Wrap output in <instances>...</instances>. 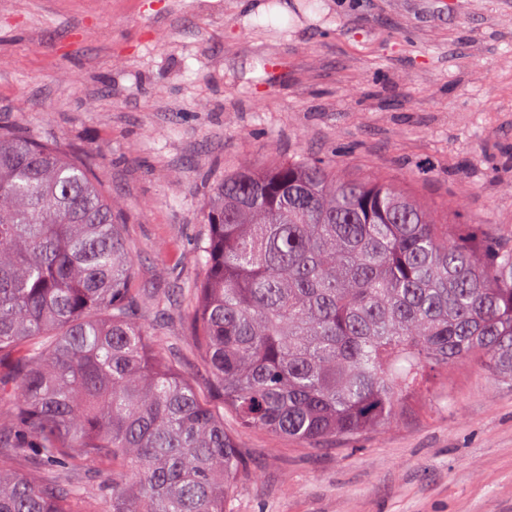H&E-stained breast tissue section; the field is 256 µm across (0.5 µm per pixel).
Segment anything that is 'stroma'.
Masks as SVG:
<instances>
[{
  "label": "stroma",
  "instance_id": "stroma-1",
  "mask_svg": "<svg viewBox=\"0 0 512 512\" xmlns=\"http://www.w3.org/2000/svg\"><path fill=\"white\" fill-rule=\"evenodd\" d=\"M0 126L82 158L122 206L161 352L201 394L188 288L227 172L321 158L512 239V0H0ZM242 441L231 512H512V383L470 358L390 428ZM106 512L95 463L53 468Z\"/></svg>",
  "mask_w": 512,
  "mask_h": 512
}]
</instances>
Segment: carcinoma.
<instances>
[{
  "mask_svg": "<svg viewBox=\"0 0 512 512\" xmlns=\"http://www.w3.org/2000/svg\"><path fill=\"white\" fill-rule=\"evenodd\" d=\"M189 290L211 392L241 433L323 443L397 421L448 366L512 382V244L460 240L383 178L300 158L224 175ZM117 204L53 141L0 126V447L112 474L107 512H224L251 471L156 348ZM82 488L0 467V512Z\"/></svg>",
  "mask_w": 512,
  "mask_h": 512,
  "instance_id": "carcinoma-1",
  "label": "carcinoma"
}]
</instances>
